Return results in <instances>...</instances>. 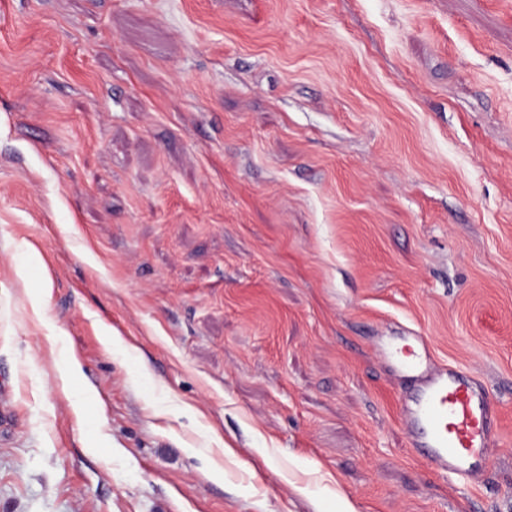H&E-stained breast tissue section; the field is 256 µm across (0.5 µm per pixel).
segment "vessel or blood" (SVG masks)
Returning a JSON list of instances; mask_svg holds the SVG:
<instances>
[{
	"mask_svg": "<svg viewBox=\"0 0 512 512\" xmlns=\"http://www.w3.org/2000/svg\"><path fill=\"white\" fill-rule=\"evenodd\" d=\"M427 352V339L421 335L381 349L391 368L421 384L404 411L411 446L420 449L433 473L466 480L498 442L499 430L489 418L490 397L469 369L429 371Z\"/></svg>",
	"mask_w": 512,
	"mask_h": 512,
	"instance_id": "1",
	"label": "vessel or blood"
}]
</instances>
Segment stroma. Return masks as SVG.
<instances>
[{
    "instance_id": "35a3bbf8",
    "label": "stroma",
    "mask_w": 512,
    "mask_h": 512,
    "mask_svg": "<svg viewBox=\"0 0 512 512\" xmlns=\"http://www.w3.org/2000/svg\"><path fill=\"white\" fill-rule=\"evenodd\" d=\"M0 415V512H512V0H0ZM428 342L415 333L381 355L398 372L417 378L421 390L404 409L412 448H422L427 467L443 477L469 479L492 453L499 430L489 418L490 397L466 368L429 371Z\"/></svg>"
}]
</instances>
